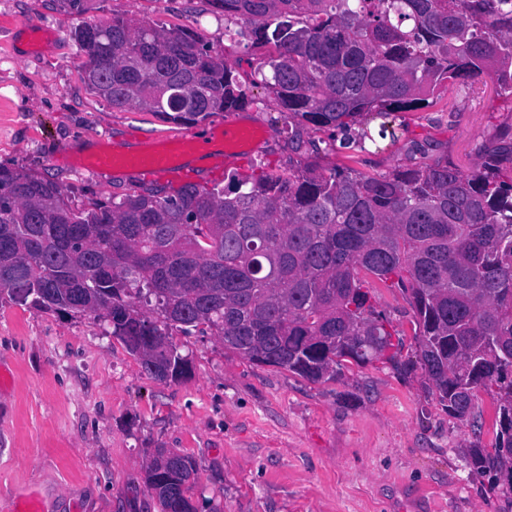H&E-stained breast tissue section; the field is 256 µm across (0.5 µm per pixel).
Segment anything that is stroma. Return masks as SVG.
<instances>
[{
  "label": "stroma",
  "instance_id": "obj_1",
  "mask_svg": "<svg viewBox=\"0 0 512 512\" xmlns=\"http://www.w3.org/2000/svg\"><path fill=\"white\" fill-rule=\"evenodd\" d=\"M136 17L191 28L225 48L254 106L194 125L207 139L219 124L260 133L229 151L226 175L287 166L288 116L254 83L259 54L245 37L224 39V17L207 0H0V167L59 184L74 203L126 193L142 177L102 171L95 155L175 137L182 126L151 112L116 110L86 86L74 28L86 19ZM395 138L361 142L379 119L353 126L352 144L325 166L369 174L447 154L462 168L512 124V95L490 80L443 86L423 109L396 112ZM427 155L413 153V143ZM373 305L396 330L412 312L401 291L365 276ZM171 339L192 361L177 382L147 376L137 358L84 316L62 317L0 303V512L37 499L40 512H159L144 484L155 449L191 456L200 512H501L490 477L466 463L474 438L430 397L421 377L375 361L346 364L334 381L312 383L258 366L212 333Z\"/></svg>",
  "mask_w": 512,
  "mask_h": 512
}]
</instances>
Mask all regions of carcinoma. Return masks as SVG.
Masks as SVG:
<instances>
[{
	"mask_svg": "<svg viewBox=\"0 0 512 512\" xmlns=\"http://www.w3.org/2000/svg\"><path fill=\"white\" fill-rule=\"evenodd\" d=\"M268 53L261 84L288 112L303 161L222 187L136 184L110 200L70 201L50 179L0 167V301L88 314L157 381L192 361L171 331L209 330L257 365L309 382L344 363L393 362L386 316L359 274L391 282L411 307L425 388L475 436L477 393L496 397L494 451L476 472L512 492V125L469 171L448 156L366 174L326 168L313 127L346 132L365 116L430 105L456 80L512 95V0H209ZM73 36L89 89L112 108L197 124L254 103L236 70L190 28L134 18L84 21ZM196 466L165 450L144 483L160 512H196Z\"/></svg>",
	"mask_w": 512,
	"mask_h": 512,
	"instance_id": "1",
	"label": "carcinoma"
}]
</instances>
